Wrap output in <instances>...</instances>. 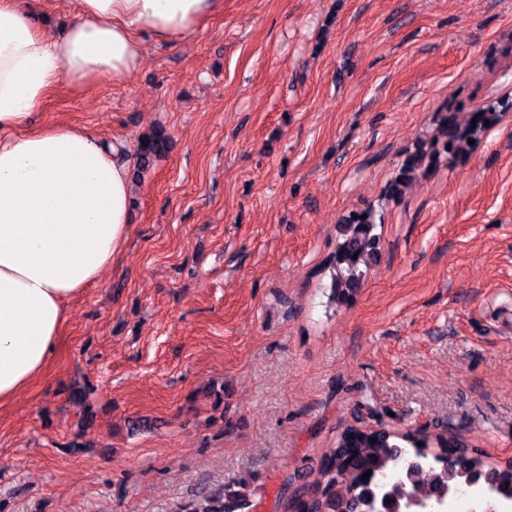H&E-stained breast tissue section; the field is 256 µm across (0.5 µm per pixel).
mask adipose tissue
<instances>
[{"instance_id": "adipose-tissue-1", "label": "adipose tissue", "mask_w": 512, "mask_h": 512, "mask_svg": "<svg viewBox=\"0 0 512 512\" xmlns=\"http://www.w3.org/2000/svg\"><path fill=\"white\" fill-rule=\"evenodd\" d=\"M46 0H0V405L40 377L65 304L97 283L124 245L132 185L121 142L77 128L24 127L60 84L123 81L150 41L178 42L223 0H71L62 33Z\"/></svg>"}]
</instances>
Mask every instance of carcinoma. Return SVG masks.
<instances>
[{"label":"carcinoma","mask_w":512,"mask_h":512,"mask_svg":"<svg viewBox=\"0 0 512 512\" xmlns=\"http://www.w3.org/2000/svg\"><path fill=\"white\" fill-rule=\"evenodd\" d=\"M496 103L468 111L466 119L448 106L437 114L432 142L417 140L402 168L389 184L394 199L404 196L417 177H427L441 159L454 164L467 160L474 145L499 121ZM474 140L469 144L468 140ZM170 149L169 137L161 130L142 136L133 152L131 182L139 184ZM342 231L332 264L336 270L332 291L340 299L359 285L362 267L379 252L380 238L374 233L376 213L367 207L341 219ZM460 440L443 424L417 430L348 426L336 436L335 448L324 456L316 478L302 486L292 499L291 512H351L361 501L362 475L371 472L374 497L361 506L363 512H378V502L389 498L401 503L403 512H444L450 492L473 491L479 512H507L512 508V459L491 462L478 448L458 453L448 461L449 449ZM250 507L245 493L214 490L188 500L179 512H244Z\"/></svg>","instance_id":"1"}]
</instances>
